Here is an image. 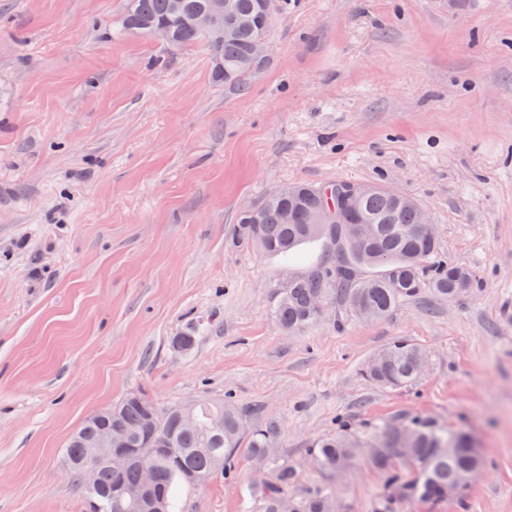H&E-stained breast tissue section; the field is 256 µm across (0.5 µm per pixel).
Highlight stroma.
I'll return each instance as SVG.
<instances>
[{"label":"stroma","instance_id":"1","mask_svg":"<svg viewBox=\"0 0 512 512\" xmlns=\"http://www.w3.org/2000/svg\"><path fill=\"white\" fill-rule=\"evenodd\" d=\"M124 7L0 0V512H88L62 450L133 392L256 408L340 512H375L382 476L364 457L324 473L308 449L421 415L469 433L485 468L394 512H512V0H288L242 90L204 47L120 33ZM336 181L419 199L471 291L282 331L277 286L323 244L286 259L231 229L273 187ZM190 327L195 348H172ZM398 339L428 354L418 383L367 381ZM261 477L238 451L183 512H258Z\"/></svg>","mask_w":512,"mask_h":512}]
</instances>
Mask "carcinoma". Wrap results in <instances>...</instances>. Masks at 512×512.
<instances>
[{"mask_svg":"<svg viewBox=\"0 0 512 512\" xmlns=\"http://www.w3.org/2000/svg\"><path fill=\"white\" fill-rule=\"evenodd\" d=\"M210 0H127L121 30L131 33L145 27H162L166 42L173 47L206 46L220 63L213 79L233 88L245 87L260 68L251 66L249 49L255 34L266 28L261 0H230L228 17L250 16L255 24L232 39L206 37L196 30L191 17L208 9ZM327 186H284L276 198H264L247 208L232 228L235 243L252 246L269 254L286 255L300 244L326 237L333 247L330 262L319 264L280 287L273 307L278 327L299 332L317 322L321 302L336 304L358 317L366 311L372 320L388 316L402 301L417 297L429 288L438 297L454 301L473 286V273L466 267L437 259V240L421 230V204L412 196L388 185L378 184L365 194L357 207L365 223L357 234L365 247L351 246V225L345 199L338 193L326 195ZM292 211L293 220L282 222V212ZM326 212L331 219L311 223L314 213ZM425 351L407 340H399L381 351L367 365L365 376L376 385L402 388L418 381ZM197 424L181 423L185 410ZM163 413L154 420L155 411ZM223 420L216 428L213 420ZM247 414L223 401L202 399L191 404L158 406L143 393H130L119 402L88 416L70 436L64 449L67 467L75 481H81V467L87 444L109 428H121L132 448H159L145 455L153 469L150 486L153 497L161 499L162 512H180V487L192 484L193 474H212L224 465V474L235 466L236 450L245 447L252 461L268 469L271 478L253 490L260 512H328L335 497L327 485L304 488L295 465L282 455L268 452L275 431L255 426L246 430ZM384 449L371 457L384 478L386 494L379 512H390L394 496L408 501L437 502L448 497V486L465 484L475 477L483 462L476 461L471 438L436 426L421 418H396L374 426L370 437L361 440L343 430L319 440L309 449L319 469L336 474L344 471L371 442ZM140 466L133 462L117 469L99 466L96 483L83 489L85 498L96 502L99 512H143L138 501L118 500L115 486H138Z\"/></svg>","mask_w":512,"mask_h":512,"instance_id":"obj_1","label":"carcinoma"}]
</instances>
